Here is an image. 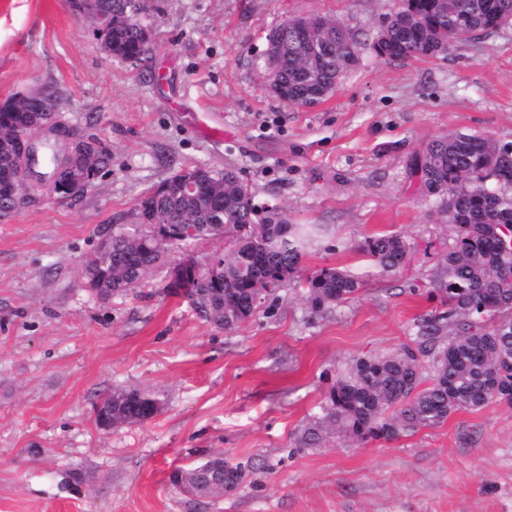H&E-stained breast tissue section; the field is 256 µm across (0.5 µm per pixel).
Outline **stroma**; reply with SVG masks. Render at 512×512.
I'll use <instances>...</instances> for the list:
<instances>
[{
    "label": "stroma",
    "mask_w": 512,
    "mask_h": 512,
    "mask_svg": "<svg viewBox=\"0 0 512 512\" xmlns=\"http://www.w3.org/2000/svg\"><path fill=\"white\" fill-rule=\"evenodd\" d=\"M153 50L107 56L71 0H0V104L54 90L65 121L112 162L78 197L37 185L0 217V512H512V406L493 402L392 441L302 434L329 380L412 344L440 310L430 276L453 244L410 164L454 130L512 143V25L434 58L382 61L370 43L394 0H146ZM355 32L358 63L333 97L288 107L260 61L294 14ZM206 113L223 138L198 133ZM231 166L293 224L324 225L332 250L303 272L364 267L355 242L400 233L411 260L359 298L310 318L298 283L224 331L166 291L167 269L123 297L86 286L112 225L172 172ZM117 387L162 401L105 430ZM224 455L254 468L235 492L194 498L169 476Z\"/></svg>",
    "instance_id": "stroma-1"
}]
</instances>
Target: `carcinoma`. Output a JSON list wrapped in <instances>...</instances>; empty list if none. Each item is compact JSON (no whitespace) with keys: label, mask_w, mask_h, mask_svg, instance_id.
Returning <instances> with one entry per match:
<instances>
[{"label":"carcinoma","mask_w":512,"mask_h":512,"mask_svg":"<svg viewBox=\"0 0 512 512\" xmlns=\"http://www.w3.org/2000/svg\"><path fill=\"white\" fill-rule=\"evenodd\" d=\"M133 0H106L112 16L104 41L123 58L147 54L140 38L142 19L126 21ZM512 24V0H399L385 15L372 42L384 61L444 54ZM359 39L339 21L319 17L303 39L288 35L279 68L280 97L287 105L310 107L329 99L343 75L358 61ZM39 113L24 105L0 110V175L17 159L16 142L36 124ZM60 150L45 140L30 165L36 180L53 183ZM423 184L433 186L437 219L452 226L455 243L443 255L430 280L431 294L444 310L417 324L414 345L395 355L357 359L336 377L321 412L305 430L304 440L325 435L345 439L391 441L444 423L459 411L480 409L493 401L512 404V144L492 136L454 131L422 148L414 163ZM201 183L193 198L176 189L182 171L173 172L134 205L131 224L112 225V251L94 254L87 281L101 298L124 296L143 286L167 256L147 224L167 217L165 230L179 237V247L194 249L202 241L223 240L227 247L205 255L209 264L190 269L197 317L217 329L235 330L259 309L264 296L298 276L305 253L317 242L314 224H290L281 210L251 204L252 192L231 167L222 171L194 166ZM1 215L23 204L25 190L9 198ZM357 251L369 257L374 272L393 274L410 261V247L399 234L364 238ZM370 273L323 267L300 280L305 301L317 315L358 297ZM430 367L429 383L422 374ZM157 397L137 388H116L103 403L122 426L147 420ZM249 466L224 461V487L231 492L245 480Z\"/></svg>","instance_id":"obj_1"}]
</instances>
